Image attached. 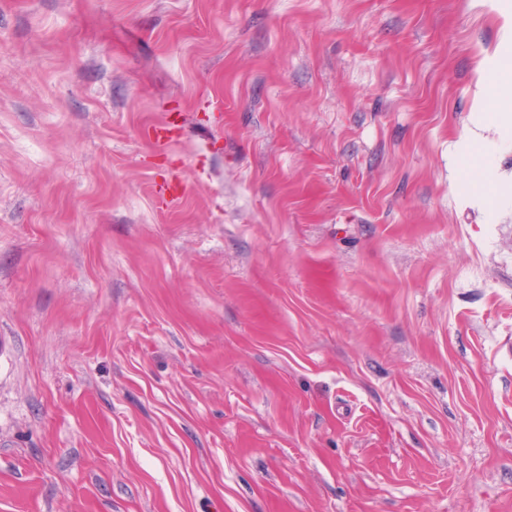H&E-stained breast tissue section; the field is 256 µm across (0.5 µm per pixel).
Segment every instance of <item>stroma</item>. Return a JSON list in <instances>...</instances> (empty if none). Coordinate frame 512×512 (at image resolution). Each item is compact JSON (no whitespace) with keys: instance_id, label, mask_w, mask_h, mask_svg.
Segmentation results:
<instances>
[{"instance_id":"obj_1","label":"stroma","mask_w":512,"mask_h":512,"mask_svg":"<svg viewBox=\"0 0 512 512\" xmlns=\"http://www.w3.org/2000/svg\"><path fill=\"white\" fill-rule=\"evenodd\" d=\"M510 63L512 0H0V512H512ZM486 98L489 101L487 119L498 121L509 108L512 112V65L499 70L495 78L485 85ZM468 184L471 185L474 191L484 195L490 196L493 193L492 184L482 161L480 148L476 144L472 146L470 153Z\"/></svg>"}]
</instances>
